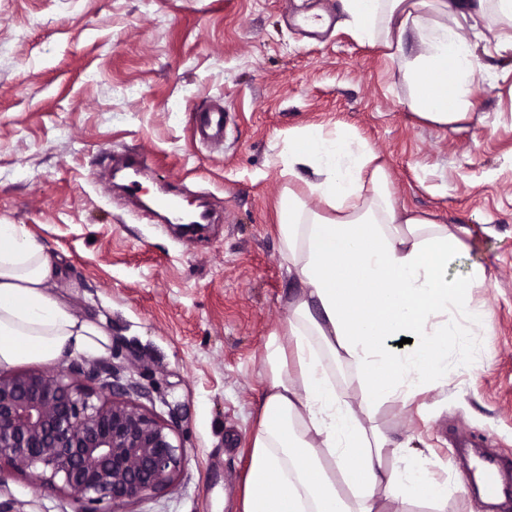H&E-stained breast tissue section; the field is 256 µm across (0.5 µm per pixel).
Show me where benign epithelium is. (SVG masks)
Masks as SVG:
<instances>
[{"mask_svg": "<svg viewBox=\"0 0 512 512\" xmlns=\"http://www.w3.org/2000/svg\"><path fill=\"white\" fill-rule=\"evenodd\" d=\"M121 368L103 371L75 361L52 371L0 375V464L41 465L62 475L84 507L106 497L114 504L141 499L169 485L184 462L170 427L151 413L114 397L99 403L78 383L102 380L117 387Z\"/></svg>", "mask_w": 512, "mask_h": 512, "instance_id": "obj_1", "label": "benign epithelium"}]
</instances>
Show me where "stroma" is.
<instances>
[{"instance_id": "35a3bbf8", "label": "stroma", "mask_w": 512, "mask_h": 512, "mask_svg": "<svg viewBox=\"0 0 512 512\" xmlns=\"http://www.w3.org/2000/svg\"><path fill=\"white\" fill-rule=\"evenodd\" d=\"M332 24L311 38L292 12ZM339 0H0V224H23L58 256L57 291L108 335L88 363L122 367L127 399L173 428L187 461L166 489L123 512H237L266 388L262 361L295 292L277 204L289 130L353 129L386 163L396 200L463 224L448 279L485 285L472 319L480 353L444 389L386 395L373 420L438 461L440 499L409 512H486L459 491V435L512 460V53L487 43L458 130L419 121L385 49L338 25ZM225 110L203 143L198 115ZM144 156L175 194L220 219L187 237L112 187V159ZM15 512H75L62 479L0 467Z\"/></svg>"}]
</instances>
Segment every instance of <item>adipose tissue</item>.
Returning <instances> with one entry per match:
<instances>
[{
  "mask_svg": "<svg viewBox=\"0 0 512 512\" xmlns=\"http://www.w3.org/2000/svg\"><path fill=\"white\" fill-rule=\"evenodd\" d=\"M344 23L363 42H381L408 87L420 120L456 129L472 110L483 65L480 43L512 51V0H340ZM277 219L289 277L299 290L285 333L272 334L267 389L250 440L239 512H403L408 492L441 494L422 450L403 446L385 466L389 437L372 425L382 393L405 399L448 383L459 352L478 332L464 320L483 287L448 280V254L470 230L398 206L385 163L347 128L304 126L289 134ZM60 264L22 224H0V369L103 351L105 332L56 292ZM458 317L449 329V317ZM401 329L412 352L397 356L379 338ZM455 332L457 344L446 335ZM344 365L362 390L336 388Z\"/></svg>",
  "mask_w": 512,
  "mask_h": 512,
  "instance_id": "1",
  "label": "adipose tissue"
}]
</instances>
